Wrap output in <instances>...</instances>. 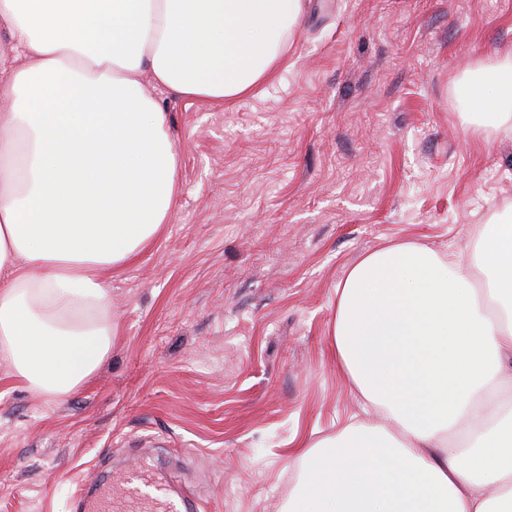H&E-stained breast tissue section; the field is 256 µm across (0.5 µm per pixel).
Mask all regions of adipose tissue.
I'll return each mask as SVG.
<instances>
[{
  "instance_id": "1",
  "label": "adipose tissue",
  "mask_w": 512,
  "mask_h": 512,
  "mask_svg": "<svg viewBox=\"0 0 512 512\" xmlns=\"http://www.w3.org/2000/svg\"><path fill=\"white\" fill-rule=\"evenodd\" d=\"M301 0H0L18 56L0 68V352L32 388L66 394L112 346L100 269L167 223L177 156L141 77L233 98L270 75ZM512 111V64L470 89ZM475 259L396 245L337 289L333 347L378 422L294 451L281 512H512V217Z\"/></svg>"
}]
</instances>
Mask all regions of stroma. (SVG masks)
I'll return each instance as SVG.
<instances>
[{"label":"stroma","instance_id":"obj_1","mask_svg":"<svg viewBox=\"0 0 512 512\" xmlns=\"http://www.w3.org/2000/svg\"><path fill=\"white\" fill-rule=\"evenodd\" d=\"M512 61V0H303L272 74L217 101L151 87L178 164L168 224L112 289V349L67 395L0 360V512H75L112 470L199 512H280L301 442L363 419L330 351L336 288L413 242L473 260L512 209V120L469 88Z\"/></svg>","mask_w":512,"mask_h":512}]
</instances>
